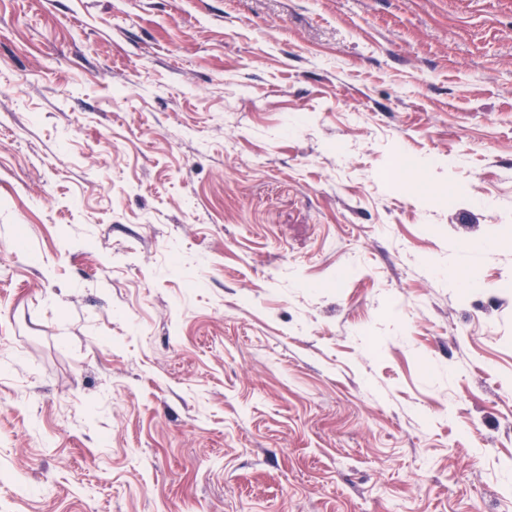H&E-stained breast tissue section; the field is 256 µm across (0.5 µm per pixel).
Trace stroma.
<instances>
[{"label":"stroma","instance_id":"stroma-1","mask_svg":"<svg viewBox=\"0 0 512 512\" xmlns=\"http://www.w3.org/2000/svg\"><path fill=\"white\" fill-rule=\"evenodd\" d=\"M509 389L512 0H0V512H512Z\"/></svg>","mask_w":512,"mask_h":512}]
</instances>
